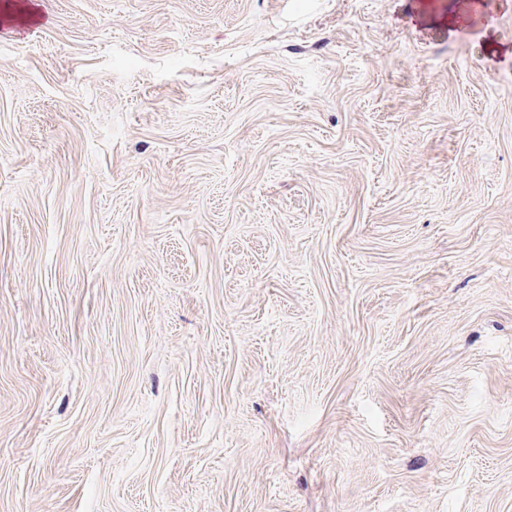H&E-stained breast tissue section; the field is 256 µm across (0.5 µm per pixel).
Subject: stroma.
<instances>
[{"label": "stroma", "instance_id": "1", "mask_svg": "<svg viewBox=\"0 0 512 512\" xmlns=\"http://www.w3.org/2000/svg\"><path fill=\"white\" fill-rule=\"evenodd\" d=\"M0 512H512V0H0Z\"/></svg>", "mask_w": 512, "mask_h": 512}]
</instances>
